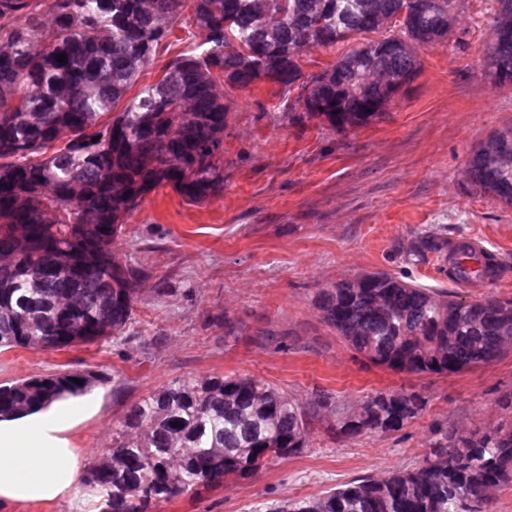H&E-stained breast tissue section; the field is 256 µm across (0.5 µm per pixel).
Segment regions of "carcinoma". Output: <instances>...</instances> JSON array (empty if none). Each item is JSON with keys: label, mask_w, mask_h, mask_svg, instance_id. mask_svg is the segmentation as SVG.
Masks as SVG:
<instances>
[{"label": "carcinoma", "mask_w": 512, "mask_h": 512, "mask_svg": "<svg viewBox=\"0 0 512 512\" xmlns=\"http://www.w3.org/2000/svg\"><path fill=\"white\" fill-rule=\"evenodd\" d=\"M462 2L0 0V348L123 338L146 277L112 248L128 215L159 187L196 204L224 193L229 112L217 81L241 91L268 82L296 94L288 122L318 120L345 134L382 117L415 81L412 45L448 40ZM187 14L196 29L189 49L128 95ZM492 30L486 75L512 87V0H494ZM382 31L323 72L304 73L307 50ZM466 174L475 192L512 206V129L483 142ZM447 247L429 232L408 256ZM456 256L466 270L496 266L465 243ZM316 307L348 345L394 371L457 373L512 348L511 301L440 296L384 271L321 289ZM72 378L0 385V415L87 390L89 379ZM422 406L413 392L379 391L351 412L325 392L302 406L248 374L176 379L129 410L84 483L100 497L99 512H154L302 452L311 424L327 415L330 433L351 438L396 432ZM429 448L412 469L273 512H487L512 482V419L463 434L438 427Z\"/></svg>", "instance_id": "obj_1"}]
</instances>
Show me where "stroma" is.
Instances as JSON below:
<instances>
[{"label": "stroma", "instance_id": "1", "mask_svg": "<svg viewBox=\"0 0 512 512\" xmlns=\"http://www.w3.org/2000/svg\"><path fill=\"white\" fill-rule=\"evenodd\" d=\"M463 7V43L419 47L415 82L384 117L347 134L290 124L287 97L269 83L225 89L223 195L193 204L156 189L113 244L149 273L127 339L1 351L0 384L99 375L102 409L73 433L91 462L133 404L175 379L249 374L302 405L320 391L349 407L379 390L425 401L396 432L334 439L314 424L302 453L157 512H271L415 467L437 426L486 429L511 415L502 399L512 394V350L458 373L396 372L352 349L315 305L320 289L380 270L461 300L512 301V207L475 193L465 175L472 152L512 127V87H493L484 71L492 0ZM429 231L480 242L499 262L498 281L461 285L444 253L408 261V244Z\"/></svg>", "mask_w": 512, "mask_h": 512}]
</instances>
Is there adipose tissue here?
<instances>
[{
    "label": "adipose tissue",
    "mask_w": 512,
    "mask_h": 512,
    "mask_svg": "<svg viewBox=\"0 0 512 512\" xmlns=\"http://www.w3.org/2000/svg\"><path fill=\"white\" fill-rule=\"evenodd\" d=\"M102 403V392L94 389L0 418V504L70 497L85 462L72 445L71 433L97 415Z\"/></svg>",
    "instance_id": "1"
}]
</instances>
